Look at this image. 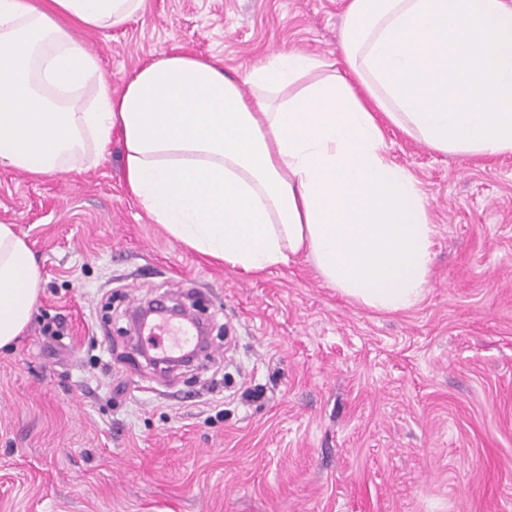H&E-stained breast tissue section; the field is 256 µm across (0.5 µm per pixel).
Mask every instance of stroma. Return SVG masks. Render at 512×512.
Segmentation results:
<instances>
[{
    "label": "stroma",
    "mask_w": 512,
    "mask_h": 512,
    "mask_svg": "<svg viewBox=\"0 0 512 512\" xmlns=\"http://www.w3.org/2000/svg\"><path fill=\"white\" fill-rule=\"evenodd\" d=\"M347 2L149 0L75 36L117 92L174 48L230 73L274 49L338 57ZM384 138L437 226L427 293L392 314L303 257L245 277L180 244L129 195L120 139L78 173L0 167V223L42 274L0 352V512H512V155ZM177 288L210 346L165 373L124 330Z\"/></svg>",
    "instance_id": "35a3bbf8"
}]
</instances>
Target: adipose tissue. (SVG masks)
Segmentation results:
<instances>
[{
	"label": "adipose tissue",
	"instance_id": "1",
	"mask_svg": "<svg viewBox=\"0 0 512 512\" xmlns=\"http://www.w3.org/2000/svg\"><path fill=\"white\" fill-rule=\"evenodd\" d=\"M147 5L0 0V166L80 171L120 138L131 197L181 244L244 276L304 255L357 304L416 306L437 227L383 127L436 153L512 154V0H348L342 63L278 50L232 76L163 52L113 92L72 31L120 29ZM40 284L0 224V348L30 324Z\"/></svg>",
	"mask_w": 512,
	"mask_h": 512
}]
</instances>
